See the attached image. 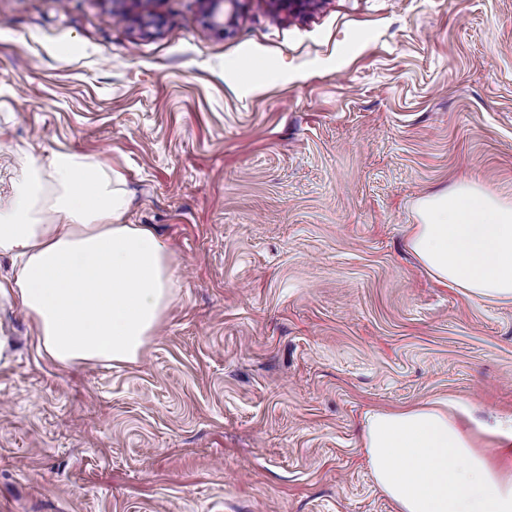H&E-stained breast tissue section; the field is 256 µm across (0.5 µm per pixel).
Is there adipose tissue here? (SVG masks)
<instances>
[{
    "mask_svg": "<svg viewBox=\"0 0 512 512\" xmlns=\"http://www.w3.org/2000/svg\"><path fill=\"white\" fill-rule=\"evenodd\" d=\"M106 162L70 150L28 159L0 195V305L18 306L39 356L133 363L173 299L171 252ZM409 246L445 286L512 303V202L474 184L421 200ZM363 448L397 512H512V420L466 430L445 402L369 412Z\"/></svg>",
    "mask_w": 512,
    "mask_h": 512,
    "instance_id": "ef3b65f1",
    "label": "adipose tissue"
}]
</instances>
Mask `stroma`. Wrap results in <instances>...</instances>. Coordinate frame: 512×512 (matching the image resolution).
<instances>
[{"mask_svg":"<svg viewBox=\"0 0 512 512\" xmlns=\"http://www.w3.org/2000/svg\"><path fill=\"white\" fill-rule=\"evenodd\" d=\"M223 11L0 0V194L29 154L104 160L176 269L134 363L60 368L0 310V512H396L367 412L512 416V303L408 248L428 195L512 200V0Z\"/></svg>","mask_w":512,"mask_h":512,"instance_id":"obj_1","label":"stroma"}]
</instances>
